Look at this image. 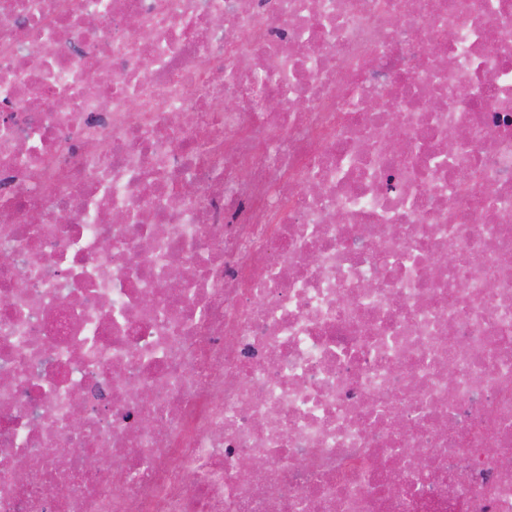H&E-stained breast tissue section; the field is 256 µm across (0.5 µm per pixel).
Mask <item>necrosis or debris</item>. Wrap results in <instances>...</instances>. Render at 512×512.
<instances>
[{
    "instance_id": "obj_1",
    "label": "necrosis or debris",
    "mask_w": 512,
    "mask_h": 512,
    "mask_svg": "<svg viewBox=\"0 0 512 512\" xmlns=\"http://www.w3.org/2000/svg\"><path fill=\"white\" fill-rule=\"evenodd\" d=\"M0 252V512H512V0H0Z\"/></svg>"
}]
</instances>
